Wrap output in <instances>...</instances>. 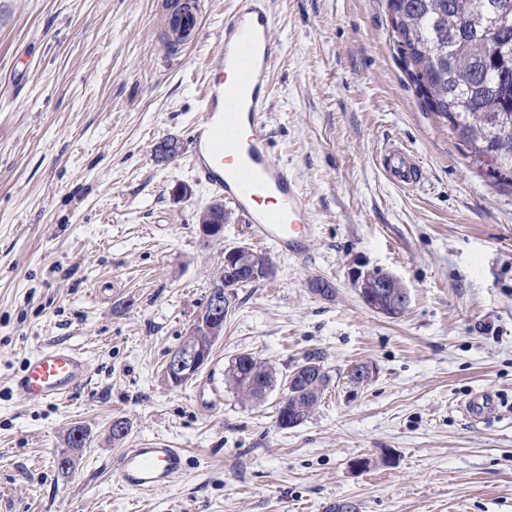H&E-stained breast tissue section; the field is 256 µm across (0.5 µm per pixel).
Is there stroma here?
I'll list each match as a JSON object with an SVG mask.
<instances>
[{"mask_svg":"<svg viewBox=\"0 0 512 512\" xmlns=\"http://www.w3.org/2000/svg\"><path fill=\"white\" fill-rule=\"evenodd\" d=\"M177 3L0 0V512H512V187L422 107L386 0H268L270 146L314 233L295 259L233 208L223 240L205 241L218 193L192 168L190 133L234 0H200L201 38L169 53ZM166 141L180 146L170 163L155 158ZM391 144L419 158L414 190L379 167ZM241 244L274 276L236 289L209 363L169 386V352ZM368 269L407 288L402 314L364 304L354 280ZM51 344L87 357V382L56 402L17 394L25 359ZM313 349L334 385L297 427L277 425L281 389L247 405L224 384L238 355L282 376ZM359 363L374 376L356 387ZM480 390L497 408L475 424L459 406ZM75 426L87 440L72 449ZM161 446L185 450V471L122 490L121 449ZM359 456L372 465L355 473Z\"/></svg>","mask_w":512,"mask_h":512,"instance_id":"35a3bbf8","label":"stroma"}]
</instances>
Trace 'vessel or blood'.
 Segmentation results:
<instances>
[{
    "instance_id": "vessel-or-blood-1",
    "label": "vessel or blood",
    "mask_w": 512,
    "mask_h": 512,
    "mask_svg": "<svg viewBox=\"0 0 512 512\" xmlns=\"http://www.w3.org/2000/svg\"><path fill=\"white\" fill-rule=\"evenodd\" d=\"M271 25L267 0H237L224 23L223 69L210 77L203 115L192 128L191 157L208 184L246 215L255 239L300 258L313 233L309 201L271 153L265 119L273 93ZM379 164L399 187L413 188L419 180L420 164L406 148L386 147ZM265 196L277 199V206L261 207ZM87 378L85 356L67 346L50 345L27 359L14 385L28 398L59 401ZM494 404L493 396L483 391L463 410L479 422ZM186 463L180 448H125L114 471L124 488L143 493L168 486Z\"/></svg>"
}]
</instances>
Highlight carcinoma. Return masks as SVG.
Returning a JSON list of instances; mask_svg holds the SVG:
<instances>
[{"instance_id":"carcinoma-1","label":"carcinoma","mask_w":512,"mask_h":512,"mask_svg":"<svg viewBox=\"0 0 512 512\" xmlns=\"http://www.w3.org/2000/svg\"><path fill=\"white\" fill-rule=\"evenodd\" d=\"M403 68L427 111L455 135L469 164L512 184V0H387ZM297 374L289 408L305 422L326 389ZM246 403L263 401L276 373L251 354L224 370Z\"/></svg>"}]
</instances>
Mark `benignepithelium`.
Returning <instances> with one entry per match:
<instances>
[{
    "label": "benign epithelium",
    "mask_w": 512,
    "mask_h": 512,
    "mask_svg": "<svg viewBox=\"0 0 512 512\" xmlns=\"http://www.w3.org/2000/svg\"><path fill=\"white\" fill-rule=\"evenodd\" d=\"M252 251L247 245L228 246L224 248V279L213 284L210 290L208 306L201 310L191 323L189 336H220L224 330V314L234 299V288L238 287L239 278L253 274ZM398 279L383 271L367 270L357 276L354 285L358 288L363 302L374 312L395 316L409 304L407 289L396 291ZM210 355L207 350L194 345L182 346L170 354L164 375L174 385L194 378L208 363Z\"/></svg>",
    "instance_id": "benign-epithelium-1"
}]
</instances>
